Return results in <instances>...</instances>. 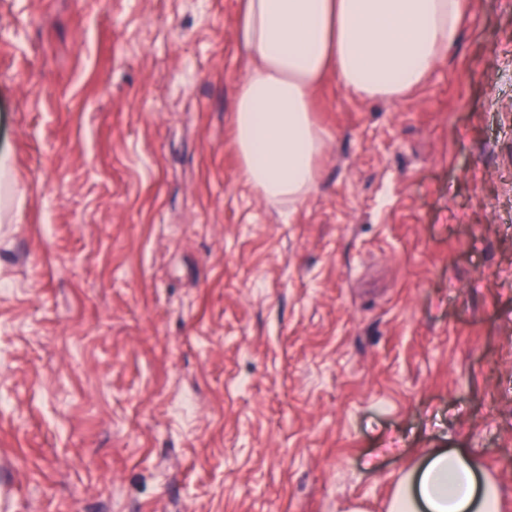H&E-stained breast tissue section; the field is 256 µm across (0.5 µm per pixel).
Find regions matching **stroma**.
Returning a JSON list of instances; mask_svg holds the SVG:
<instances>
[{"label": "stroma", "mask_w": 512, "mask_h": 512, "mask_svg": "<svg viewBox=\"0 0 512 512\" xmlns=\"http://www.w3.org/2000/svg\"><path fill=\"white\" fill-rule=\"evenodd\" d=\"M240 0H0V512H386L464 448L512 512V0L317 186L242 178Z\"/></svg>", "instance_id": "35a3bbf8"}]
</instances>
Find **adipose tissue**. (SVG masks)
Listing matches in <instances>:
<instances>
[{"label":"adipose tissue","instance_id":"obj_1","mask_svg":"<svg viewBox=\"0 0 512 512\" xmlns=\"http://www.w3.org/2000/svg\"><path fill=\"white\" fill-rule=\"evenodd\" d=\"M465 0H241L247 65L234 107L242 175L274 203L316 180L325 133L312 92L328 76L366 99L398 102L457 35ZM388 512H499L495 481L458 448H434L399 480Z\"/></svg>","mask_w":512,"mask_h":512}]
</instances>
